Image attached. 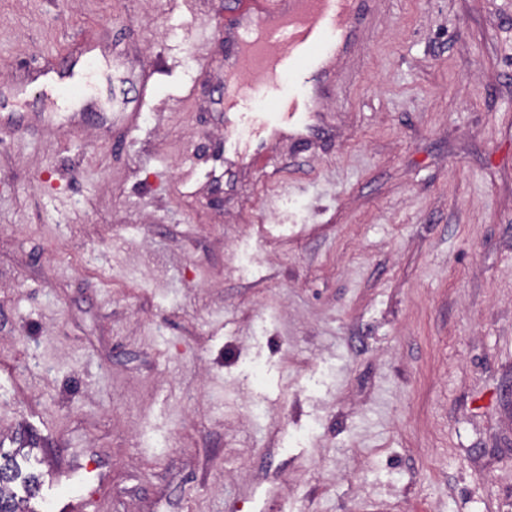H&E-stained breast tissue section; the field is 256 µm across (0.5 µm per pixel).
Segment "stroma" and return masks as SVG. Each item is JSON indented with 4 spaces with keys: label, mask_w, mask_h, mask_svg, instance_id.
<instances>
[{
    "label": "stroma",
    "mask_w": 512,
    "mask_h": 512,
    "mask_svg": "<svg viewBox=\"0 0 512 512\" xmlns=\"http://www.w3.org/2000/svg\"><path fill=\"white\" fill-rule=\"evenodd\" d=\"M235 11L0 0L32 512H512V0H373L310 129L257 137L265 100L222 102ZM90 41L86 124L13 98Z\"/></svg>",
    "instance_id": "1"
}]
</instances>
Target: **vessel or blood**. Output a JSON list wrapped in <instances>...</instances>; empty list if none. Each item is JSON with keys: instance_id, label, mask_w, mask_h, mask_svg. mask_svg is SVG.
<instances>
[{"instance_id": "vessel-or-blood-1", "label": "vessel or blood", "mask_w": 512, "mask_h": 512, "mask_svg": "<svg viewBox=\"0 0 512 512\" xmlns=\"http://www.w3.org/2000/svg\"><path fill=\"white\" fill-rule=\"evenodd\" d=\"M365 8L366 0H239L227 29L237 47L231 65L248 62L252 78L236 83L231 98L266 97L272 124L296 114L300 102L280 94L281 79L318 80L326 72V57L346 45ZM36 79L43 98L57 104L65 73L46 64Z\"/></svg>"}]
</instances>
